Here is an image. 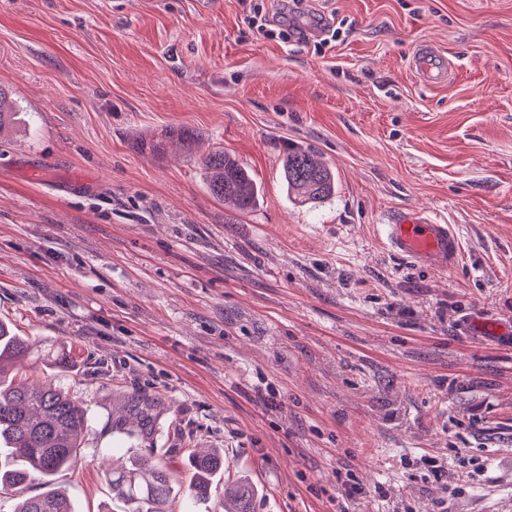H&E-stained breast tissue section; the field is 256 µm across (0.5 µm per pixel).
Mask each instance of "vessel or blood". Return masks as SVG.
Masks as SVG:
<instances>
[{"instance_id": "b4317fda", "label": "vessel or blood", "mask_w": 512, "mask_h": 512, "mask_svg": "<svg viewBox=\"0 0 512 512\" xmlns=\"http://www.w3.org/2000/svg\"><path fill=\"white\" fill-rule=\"evenodd\" d=\"M420 75L432 84L448 81L446 63L428 50H419ZM378 233L389 252L434 269L456 267L463 258L461 238L453 225L436 223L423 209H405L393 214Z\"/></svg>"}]
</instances>
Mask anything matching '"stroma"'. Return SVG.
I'll return each mask as SVG.
<instances>
[{
	"instance_id": "obj_1",
	"label": "stroma",
	"mask_w": 512,
	"mask_h": 512,
	"mask_svg": "<svg viewBox=\"0 0 512 512\" xmlns=\"http://www.w3.org/2000/svg\"><path fill=\"white\" fill-rule=\"evenodd\" d=\"M257 2L302 37L249 28L243 0H0V320L31 346L14 383L53 381L87 418L59 484L122 512L102 464L150 447L173 512H221L240 479L254 512H434L421 458L460 453L483 471L447 512H512V0ZM423 43L447 84L420 82ZM293 148L335 197L288 193ZM215 151L249 168L252 210L211 193ZM415 207L459 232L456 269L380 243ZM132 392L163 406L146 443L107 428ZM201 447L224 471L199 503ZM188 465L191 470L188 484L189 495L195 501L208 499L212 491L214 476L224 471V454L219 448H215L211 452H192L188 455Z\"/></svg>"
}]
</instances>
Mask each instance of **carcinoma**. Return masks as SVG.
<instances>
[{
  "label": "carcinoma",
  "instance_id": "1",
  "mask_svg": "<svg viewBox=\"0 0 512 512\" xmlns=\"http://www.w3.org/2000/svg\"><path fill=\"white\" fill-rule=\"evenodd\" d=\"M213 195L241 211L254 207L259 189L248 169L234 156L215 151L202 162ZM283 177L296 199L314 204L336 192L333 169L309 150L291 149L283 160ZM29 346L0 321V489L25 487L37 475L43 491L26 499L17 512H76L71 500L57 488L55 477L82 457L84 414L61 388L39 383L15 386L7 374L26 358ZM126 415L114 416L112 432L151 438L158 404L146 395L124 396ZM189 495L195 501L209 498L213 478L224 470L218 448L188 455ZM112 499L123 512H170L173 492L169 470L153 449L134 460L131 467L112 473L108 480ZM254 488L246 481L224 485V512H253Z\"/></svg>",
  "mask_w": 512,
  "mask_h": 512
}]
</instances>
